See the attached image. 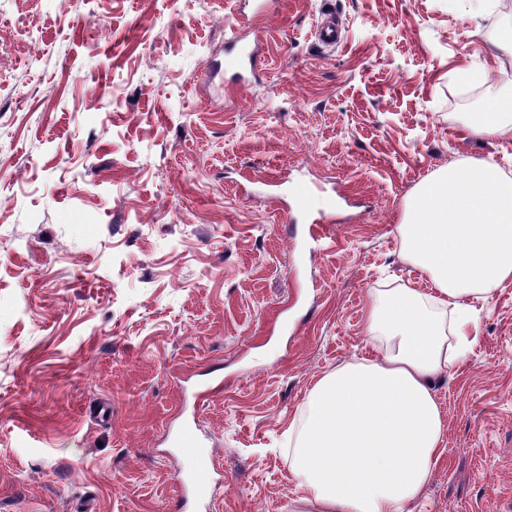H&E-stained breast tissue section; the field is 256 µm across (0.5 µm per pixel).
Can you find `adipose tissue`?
Here are the masks:
<instances>
[{"mask_svg":"<svg viewBox=\"0 0 512 512\" xmlns=\"http://www.w3.org/2000/svg\"><path fill=\"white\" fill-rule=\"evenodd\" d=\"M465 130L485 140L511 131L512 97L488 101ZM396 230L425 289L371 304V355L321 378L288 431L291 471L321 512H412L446 450L434 387L476 344L478 302L512 281V175L490 158L440 170Z\"/></svg>","mask_w":512,"mask_h":512,"instance_id":"1","label":"adipose tissue"}]
</instances>
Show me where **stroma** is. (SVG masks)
Instances as JSON below:
<instances>
[{"label": "stroma", "instance_id": "1", "mask_svg": "<svg viewBox=\"0 0 512 512\" xmlns=\"http://www.w3.org/2000/svg\"><path fill=\"white\" fill-rule=\"evenodd\" d=\"M240 20L246 86L218 71ZM511 23L512 0H0V512H317L288 429L416 281V186L463 159L512 174V132H463L512 95L489 49ZM276 180L345 198L327 250ZM478 309L414 512H512V283ZM187 428L215 450L207 508L176 480ZM314 34L323 45L334 47L340 42L342 33L336 18L329 14L316 25Z\"/></svg>", "mask_w": 512, "mask_h": 512}]
</instances>
